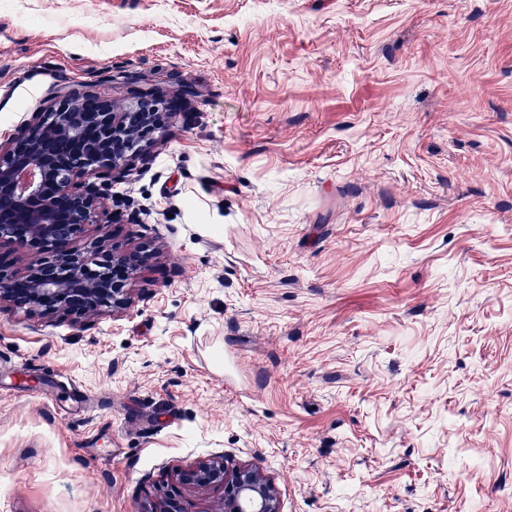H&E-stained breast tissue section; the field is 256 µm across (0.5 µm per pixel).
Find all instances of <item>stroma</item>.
Wrapping results in <instances>:
<instances>
[{
  "label": "stroma",
  "mask_w": 512,
  "mask_h": 512,
  "mask_svg": "<svg viewBox=\"0 0 512 512\" xmlns=\"http://www.w3.org/2000/svg\"><path fill=\"white\" fill-rule=\"evenodd\" d=\"M185 88L77 242L129 307L0 306V512H512V0H0V143ZM179 480L190 487H223L224 499L213 512H278L276 489L255 465L229 467L212 458L186 468Z\"/></svg>",
  "instance_id": "35a3bbf8"
}]
</instances>
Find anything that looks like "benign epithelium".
Instances as JSON below:
<instances>
[{"instance_id":"obj_1","label":"benign epithelium","mask_w":512,"mask_h":512,"mask_svg":"<svg viewBox=\"0 0 512 512\" xmlns=\"http://www.w3.org/2000/svg\"><path fill=\"white\" fill-rule=\"evenodd\" d=\"M170 108L152 95L119 106L109 93L75 91L0 145V243L50 254L22 275L0 260V302L75 323L129 306L130 282L150 246L128 251L101 242L88 254L75 243L88 225L113 223L102 220L107 191L147 155ZM180 482L224 488L213 512H278L276 489L255 465L230 467L212 458L183 470ZM139 512L187 510L174 495Z\"/></svg>"}]
</instances>
